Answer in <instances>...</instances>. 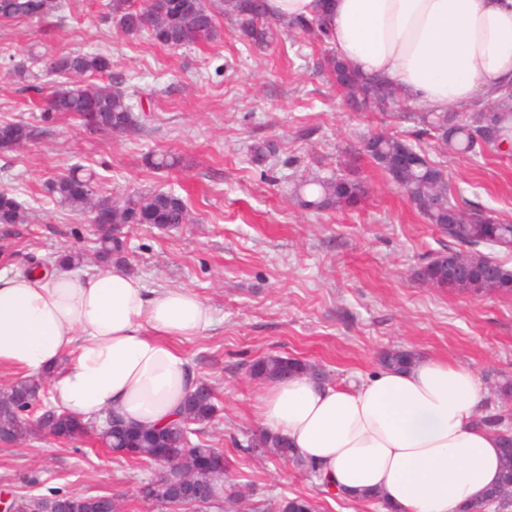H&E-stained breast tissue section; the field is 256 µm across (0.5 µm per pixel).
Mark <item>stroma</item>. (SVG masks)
<instances>
[{
    "mask_svg": "<svg viewBox=\"0 0 512 512\" xmlns=\"http://www.w3.org/2000/svg\"><path fill=\"white\" fill-rule=\"evenodd\" d=\"M107 0H62L55 16L0 20V123L41 125L24 147L0 150V191L15 195L28 220L0 224V272L23 270L64 247L92 250L88 215L59 208L47 191L58 174L79 165L97 176L100 196L128 190H171L188 203L193 223L126 228L129 272L149 288L185 287L209 305L214 325L180 341L218 411L199 436L222 449L225 483L245 492L241 506L304 496L319 512H379L324 491L292 462L245 451L261 429L255 410L263 382L251 365L267 354L297 358L340 383L376 370L383 352L404 349L472 368L488 404L512 415L496 386L512 380V293L451 291L423 282L419 268L447 251L445 234L427 224L404 192L370 159L346 166L364 135L410 138L409 124L346 105L316 63L324 46L281 25L267 48L246 50L227 20L219 38L177 49L120 35ZM111 55L116 80L146 119L132 134H91L79 122L41 112L9 76L32 53L61 49ZM269 140L276 156L253 160L252 144ZM420 148L447 174L456 201L512 222V151L482 157ZM176 157L154 169L148 154ZM356 177L368 194L359 209L317 212L297 206L293 180ZM155 465L112 454L85 435L73 442L34 434L0 445V493L19 499L52 492L108 495L122 512H159L140 486ZM38 484H29L30 476Z\"/></svg>",
    "mask_w": 512,
    "mask_h": 512,
    "instance_id": "obj_1",
    "label": "stroma"
}]
</instances>
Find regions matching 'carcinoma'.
Instances as JSON below:
<instances>
[{
    "mask_svg": "<svg viewBox=\"0 0 512 512\" xmlns=\"http://www.w3.org/2000/svg\"><path fill=\"white\" fill-rule=\"evenodd\" d=\"M60 0H0V19L43 20L60 8ZM109 13L117 31L127 37L147 36L170 49L190 44L208 43L220 36L216 24L219 14L232 18L240 38L254 48L268 46L274 31L267 0H110ZM290 26L313 37L322 44L332 40L327 24L319 17L296 19ZM324 67L331 75L336 90L348 97L349 104L363 112H376L386 119L407 121L416 127L417 136L435 142L453 155L478 157L488 149L498 150L512 131V94L501 90L498 96L479 109L468 121L462 110L424 109L414 112L407 106L400 91L379 75H364L334 53L324 57ZM112 57L106 53L81 50L60 51L46 60L44 75L49 79L50 92L40 111L51 117L74 114L81 126L88 115L97 116L99 132L125 133L136 129L139 117L134 113L125 92L113 82ZM100 82L86 84L88 77ZM38 132L23 122L0 125V148L12 150L32 141ZM415 150L408 141L393 135L373 134L360 142L359 151L374 160L383 170H391L390 162L402 151ZM442 171L426 160L420 166L405 171L398 183L427 223L435 225L465 252L486 261L490 256L481 251L487 246L512 245V224L503 223L476 208H463L452 202L445 184L433 186V174ZM47 189L56 203L72 211L94 216V209L103 200L99 196L92 174L73 168L68 174L48 183ZM367 195L364 183L358 179L313 177L297 185L296 203L305 209L333 211L357 207ZM112 222L115 224H154L161 228L189 224L191 211L185 200L172 191H132L112 200ZM27 212L17 198L0 192V224H23ZM124 240L110 227L99 228L96 257L102 263L125 261ZM414 358L406 350H391L380 358L384 366L403 367ZM314 374V368L298 359L266 355L252 364L253 376L263 379L286 378L296 372ZM48 379L18 378L0 387V439L13 443L32 434L31 422L25 411L37 407L36 419L51 435L73 439L93 430V424H83L54 408L40 406ZM216 409L215 393L203 382L183 403L181 416L161 428L130 426L107 433L93 430L98 440L120 457L131 456L137 461L159 464L179 459L187 463L196 482L213 489L215 479L224 476V453L203 441L187 446L186 429L198 434L195 426L208 422ZM502 467L497 485L487 499L508 494L512 489V432L500 431ZM260 449L283 460L292 461L310 473L316 467L291 448L288 441L275 434L261 432L252 438L246 451ZM43 512H120V503L106 495L56 494L40 499ZM277 512H318L314 501L302 496L287 497Z\"/></svg>",
    "mask_w": 512,
    "mask_h": 512,
    "instance_id": "1",
    "label": "carcinoma"
}]
</instances>
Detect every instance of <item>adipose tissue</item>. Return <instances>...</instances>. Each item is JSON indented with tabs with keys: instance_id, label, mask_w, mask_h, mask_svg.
Listing matches in <instances>:
<instances>
[{
	"instance_id": "1",
	"label": "adipose tissue",
	"mask_w": 512,
	"mask_h": 512,
	"mask_svg": "<svg viewBox=\"0 0 512 512\" xmlns=\"http://www.w3.org/2000/svg\"><path fill=\"white\" fill-rule=\"evenodd\" d=\"M282 20L324 16L339 57L428 108H464L512 83V0H267ZM212 312L187 288H147L123 269L0 274V371L48 375L55 404L92 423L177 419L200 380L175 339ZM477 375L442 357L343 384L267 382L257 414L317 463L326 489L382 512H459L500 471V434L480 424Z\"/></svg>"
}]
</instances>
